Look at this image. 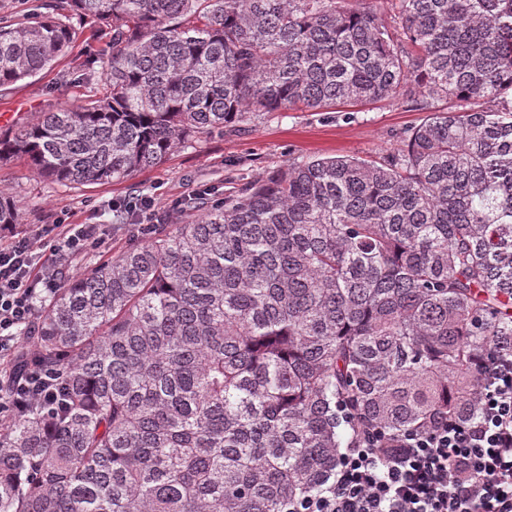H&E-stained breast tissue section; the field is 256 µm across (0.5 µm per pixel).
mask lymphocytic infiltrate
I'll return each mask as SVG.
<instances>
[{"instance_id":"lymphocytic-infiltrate-1","label":"lymphocytic infiltrate","mask_w":512,"mask_h":512,"mask_svg":"<svg viewBox=\"0 0 512 512\" xmlns=\"http://www.w3.org/2000/svg\"><path fill=\"white\" fill-rule=\"evenodd\" d=\"M104 235L97 224L0 234V419L62 404L55 374L12 362L23 333L35 330L39 305L61 286V262ZM474 364L477 421L443 419L395 438L365 434L346 450L331 485L290 512H512V349L481 353Z\"/></svg>"}]
</instances>
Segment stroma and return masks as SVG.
I'll return each mask as SVG.
<instances>
[{"label":"stroma","instance_id":"obj_1","mask_svg":"<svg viewBox=\"0 0 512 512\" xmlns=\"http://www.w3.org/2000/svg\"><path fill=\"white\" fill-rule=\"evenodd\" d=\"M77 30L79 37L70 57L37 76L0 87V114L9 115L10 125L33 120L48 108L82 107L101 92L104 79L98 66L92 80L60 83L61 75L71 71L75 61L106 44L104 36L94 35L90 24H78ZM423 117V111L411 104L388 101L360 106L353 112H270L224 133L205 135L177 149L159 166L117 183L60 186L24 161L0 163V196L18 205L16 229L20 232L40 224L104 226V242L73 257L64 267V276L70 277L90 271L100 259L117 256L133 244V237L115 224L119 202L144 196L154 200L169 223L188 224L198 212L185 202L200 192L223 200L241 185L265 179L294 160L336 154L374 157L399 148L405 131Z\"/></svg>","mask_w":512,"mask_h":512}]
</instances>
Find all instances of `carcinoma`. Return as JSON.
I'll return each mask as SVG.
<instances>
[{"label": "carcinoma", "instance_id": "carcinoma-1", "mask_svg": "<svg viewBox=\"0 0 512 512\" xmlns=\"http://www.w3.org/2000/svg\"><path fill=\"white\" fill-rule=\"evenodd\" d=\"M0 26V87L109 34L106 91L0 163L122 181L268 112L411 101L376 160L291 162L68 278L32 355L65 402L0 425V512H284L363 429L473 421L512 348V0H56ZM0 198V225L15 224Z\"/></svg>", "mask_w": 512, "mask_h": 512}]
</instances>
